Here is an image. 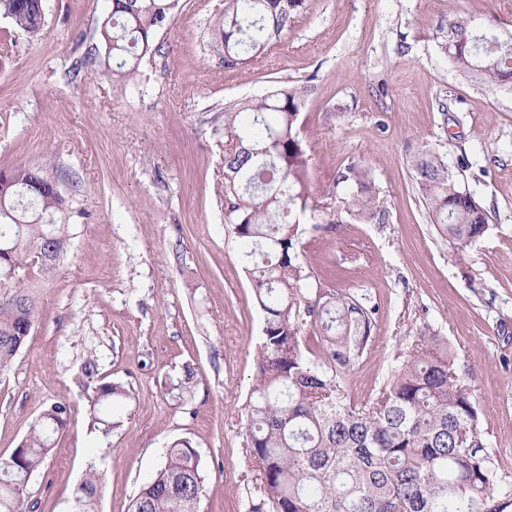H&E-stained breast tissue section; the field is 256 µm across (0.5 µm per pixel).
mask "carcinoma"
I'll return each instance as SVG.
<instances>
[{"label":"carcinoma","mask_w":512,"mask_h":512,"mask_svg":"<svg viewBox=\"0 0 512 512\" xmlns=\"http://www.w3.org/2000/svg\"><path fill=\"white\" fill-rule=\"evenodd\" d=\"M180 0H112L100 27L105 67L124 88L142 59L157 50L158 32ZM305 0H224L207 47L224 67L238 68L288 32ZM0 17L31 37L44 26L43 0H0ZM456 68L485 82L512 78V44L471 21L449 25ZM307 85H292L224 107V201L241 246L254 298L265 314L253 355L246 413V452L256 464L247 512H512V485L494 465L479 409L458 356L440 337L422 333L394 357L388 380L370 398L353 401L347 372L375 339L376 307L323 288L304 256L300 225L338 224L342 214L373 220L366 172L349 167L338 183L356 187L324 215L309 193L308 157L299 137ZM414 178L434 223L463 252L489 231L488 215L459 173L430 148L413 156ZM6 173L25 197H0V242L13 225L24 237L0 254V280L32 265L49 275L64 257L65 224H48L65 200L42 184L43 170L19 165ZM55 260L33 264L38 247ZM38 315L33 289L0 290V372L19 354ZM313 319L319 352L306 354L302 326ZM128 396L117 383L94 387L95 423L111 430L114 403ZM69 408L55 402L26 438L0 460V512H28L27 484L53 449ZM199 455L187 439L173 441L165 462L144 482L129 512H198L203 491ZM101 474L79 486L74 512H98Z\"/></svg>","instance_id":"obj_1"}]
</instances>
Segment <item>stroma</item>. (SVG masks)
<instances>
[{
    "label": "stroma",
    "instance_id": "stroma-1",
    "mask_svg": "<svg viewBox=\"0 0 512 512\" xmlns=\"http://www.w3.org/2000/svg\"><path fill=\"white\" fill-rule=\"evenodd\" d=\"M110 8L46 0L35 38L0 18V169L52 174L69 226L56 274L18 273L39 315L0 373V459L48 404L70 407L28 481L32 512H73L92 470L103 475L99 512H128L179 438L200 456L198 512H244L255 471L245 405L264 315L225 216L224 107L304 83L315 202L335 206L341 172L362 167L384 214L302 236L316 278L377 308L375 340L348 373L351 400H367L395 355L430 330L464 351L486 443L512 479V86L462 74L447 51L457 20L511 38L512 0H306L287 34L234 69L205 45L218 0H180L123 90L100 63ZM428 146L463 172L490 217L488 236L461 254L416 187L412 158ZM188 369L190 388L172 392ZM105 382L129 391L106 435L90 415L92 386Z\"/></svg>",
    "mask_w": 512,
    "mask_h": 512
}]
</instances>
